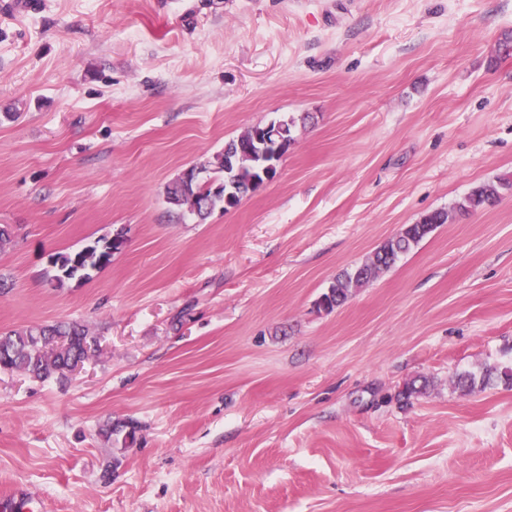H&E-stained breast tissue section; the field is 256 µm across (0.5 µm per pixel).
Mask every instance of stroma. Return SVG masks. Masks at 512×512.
I'll return each instance as SVG.
<instances>
[{
	"label": "stroma",
	"instance_id": "35a3bbf8",
	"mask_svg": "<svg viewBox=\"0 0 512 512\" xmlns=\"http://www.w3.org/2000/svg\"><path fill=\"white\" fill-rule=\"evenodd\" d=\"M285 117L263 190L203 219L167 203L187 168ZM503 180L512 0H0V331L75 321L98 344L62 377L0 370V497L512 512V383L484 376L512 368V188L456 208ZM103 237L108 265L52 287L56 254ZM127 421L134 442L106 437ZM499 196L498 188L495 185L484 184L475 187L463 200L459 203L458 209L463 212L482 210L491 206ZM421 219V223L404 226L396 235L383 242L361 264L339 274L328 291L320 297L318 309L331 312L344 304L350 295L359 288L369 285L382 273L389 270L401 255L411 251L439 224H445L448 214L444 211H434Z\"/></svg>",
	"mask_w": 512,
	"mask_h": 512
}]
</instances>
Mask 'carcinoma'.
<instances>
[{
  "instance_id": "carcinoma-1",
  "label": "carcinoma",
  "mask_w": 512,
  "mask_h": 512,
  "mask_svg": "<svg viewBox=\"0 0 512 512\" xmlns=\"http://www.w3.org/2000/svg\"><path fill=\"white\" fill-rule=\"evenodd\" d=\"M280 124L288 131V141L279 151L263 140L241 136L224 144V151L214 160L205 161L183 173L166 190L167 202L179 209L204 216L220 205L228 210L237 206L249 195V186L260 176V171L276 160L275 154H284L294 142L295 120L283 119ZM214 169L222 174V183H202L199 174ZM499 196L498 188L491 184L475 187L458 205L463 212L482 210L492 205ZM448 214L434 211L422 217V222L404 226L388 238L361 264L339 274L328 291L320 297L318 309L331 312L344 304L350 295L375 281L389 270L403 254L411 251L438 225L446 223ZM110 242H94L74 253H63L54 261L53 280L61 285L66 280L84 278L87 270L110 261L107 254ZM88 332L82 326L58 321L53 324L31 325L20 329L0 331V368L22 372L31 378L44 381L54 374L71 370L72 361L84 355ZM430 387L426 378L413 379L404 384L400 392L408 400L425 394Z\"/></svg>"
}]
</instances>
